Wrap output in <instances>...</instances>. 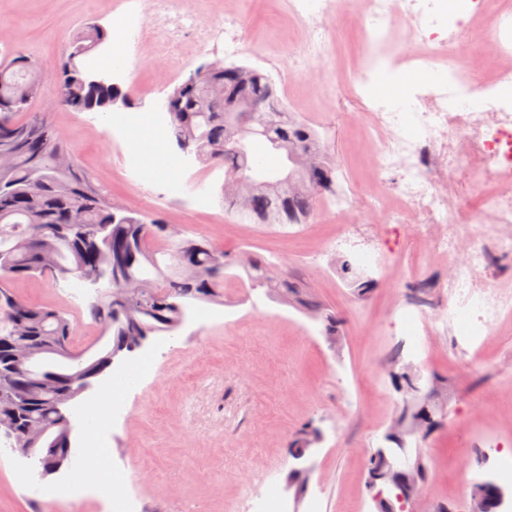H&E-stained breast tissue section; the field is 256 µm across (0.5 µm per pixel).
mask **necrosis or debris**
<instances>
[{
  "label": "necrosis or debris",
  "mask_w": 512,
  "mask_h": 512,
  "mask_svg": "<svg viewBox=\"0 0 512 512\" xmlns=\"http://www.w3.org/2000/svg\"><path fill=\"white\" fill-rule=\"evenodd\" d=\"M306 32L301 51L288 56V69L306 71L328 56L327 34L347 13L359 30L362 62L349 91L359 105L364 131L374 147L372 180L393 196L357 190L366 215L382 226L346 225L336 244L377 249L387 225L415 243L422 257L447 258L448 301L427 312L425 302L401 308L400 319L426 333L460 334L475 341L492 322L512 314V294L483 280L484 272L512 259V0H286ZM127 24L115 38L135 53L151 52L168 64L190 41L237 54L243 42L239 14L204 24L179 0H124ZM488 33L493 67L484 70L464 53L467 40ZM444 69L442 82L413 83L394 100L378 91L379 77L406 81L423 56Z\"/></svg>",
  "instance_id": "1"
}]
</instances>
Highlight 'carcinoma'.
I'll return each instance as SVG.
<instances>
[{
  "mask_svg": "<svg viewBox=\"0 0 512 512\" xmlns=\"http://www.w3.org/2000/svg\"><path fill=\"white\" fill-rule=\"evenodd\" d=\"M109 42L101 25H88L72 38L68 55L59 67L62 93L59 104L78 112L107 110L115 99L125 98L109 82L88 84L83 77L99 48ZM208 84L192 79L177 86L166 99L169 125L178 148L186 154L224 168L250 191L245 207L224 197V209L256 224H304L312 216L318 199L336 194V163L305 173L307 189L296 193L279 177L280 170L266 165L246 137H238L240 126L260 138L265 152L283 142L319 146V135L310 124L286 111L272 79L254 70L249 93L263 101L266 112H236L224 119V63ZM38 64L27 54L16 52L0 60V360L26 340L45 337L71 347L73 327L56 309L32 307L11 294L8 283L35 275L53 281L73 277L106 288L91 308V316L108 337L107 345L93 352L87 370L97 377L111 366L112 353L138 346L143 336L177 330L186 308L195 301L223 297L224 283L239 280L235 269L245 270L250 287L263 288L279 301L294 306L323 322L326 336L336 335L342 320L314 297L305 300L301 288L288 274L278 279L266 276L270 263L245 254L218 251L205 239H174L165 225L148 224L134 212L120 208L97 188L91 176L69 155L60 167L56 155L63 144L43 113L26 120L16 115L26 111L38 94ZM73 215L82 223L78 234L58 238L61 225ZM164 239L166 247L152 251L149 242ZM358 270L352 261L338 260L337 272L360 294L351 276ZM34 372H18L6 379L0 372V392L7 390L21 399L16 413L0 400V422L5 415L21 426L27 422L60 420L64 407L76 399L75 383L55 381L46 388ZM317 430L303 427L289 448L297 455L310 446Z\"/></svg>",
  "mask_w": 512,
  "mask_h": 512,
  "instance_id": "carcinoma-1",
  "label": "carcinoma"
}]
</instances>
